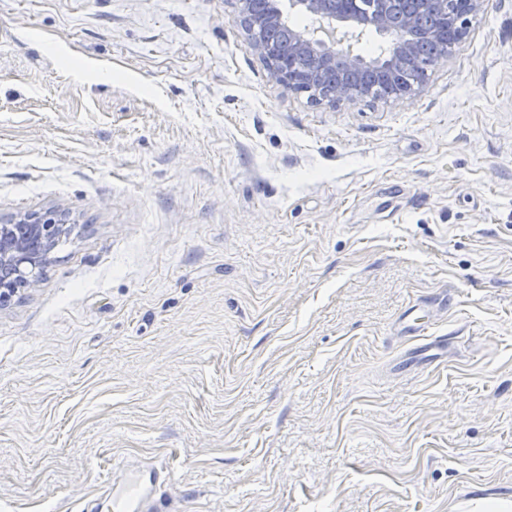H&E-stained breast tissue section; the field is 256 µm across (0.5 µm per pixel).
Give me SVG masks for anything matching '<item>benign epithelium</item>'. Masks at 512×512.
<instances>
[{"label": "benign epithelium", "instance_id": "7a95c632", "mask_svg": "<svg viewBox=\"0 0 512 512\" xmlns=\"http://www.w3.org/2000/svg\"><path fill=\"white\" fill-rule=\"evenodd\" d=\"M418 0H376L373 13L360 17L351 11L349 0H288V8L318 17L321 28L311 34L288 29L292 52L280 57L267 42L249 38V46L270 69L274 79L288 89H307L320 101L331 104L352 102L355 79L373 71L399 78L417 64L419 49L408 33L418 23ZM445 26L455 32L448 48L453 55L468 35L470 17L478 14L484 0H428ZM282 0H266L260 18L264 25L279 27L284 22ZM374 30L389 39L390 53L371 62L355 54L348 44L353 38ZM64 214L47 211L25 213L0 224V306L20 287H33L37 273L51 260V253L64 231Z\"/></svg>", "mask_w": 512, "mask_h": 512}]
</instances>
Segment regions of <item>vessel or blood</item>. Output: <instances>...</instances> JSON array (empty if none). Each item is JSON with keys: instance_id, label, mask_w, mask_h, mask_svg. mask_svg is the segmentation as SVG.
<instances>
[{"instance_id": "obj_1", "label": "vessel or blood", "mask_w": 512, "mask_h": 512, "mask_svg": "<svg viewBox=\"0 0 512 512\" xmlns=\"http://www.w3.org/2000/svg\"><path fill=\"white\" fill-rule=\"evenodd\" d=\"M422 309L408 308L399 334L417 358L439 364L448 358V337L434 336ZM172 481L168 466L157 462H123L113 466L101 494L82 501L80 512H158V496Z\"/></svg>"}]
</instances>
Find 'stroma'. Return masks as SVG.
Wrapping results in <instances>:
<instances>
[{"label":"stroma","instance_id":"1","mask_svg":"<svg viewBox=\"0 0 512 512\" xmlns=\"http://www.w3.org/2000/svg\"><path fill=\"white\" fill-rule=\"evenodd\" d=\"M51 209L0 307V512L149 458L163 512L512 501V0L416 95L336 106L234 0H0V218ZM445 295L447 362L400 370Z\"/></svg>","mask_w":512,"mask_h":512}]
</instances>
